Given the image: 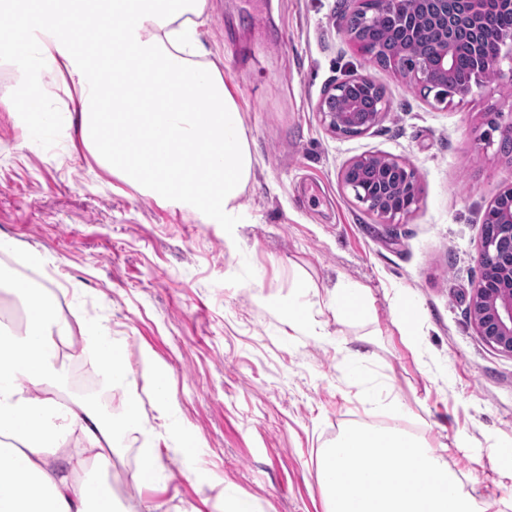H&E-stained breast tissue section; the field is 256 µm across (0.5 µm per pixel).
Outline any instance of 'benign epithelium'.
<instances>
[{"mask_svg": "<svg viewBox=\"0 0 512 512\" xmlns=\"http://www.w3.org/2000/svg\"><path fill=\"white\" fill-rule=\"evenodd\" d=\"M345 16V32L353 45L370 60L401 73L408 82L435 92L439 103L457 95L468 96L473 86H448V70L456 64L461 44L474 48V64L480 74L502 77L499 62L503 48L512 52V33L486 45L480 28L495 0H351ZM385 14L395 19L391 42L366 51V33L375 18ZM423 17L430 50L417 54L396 53L394 44H410L420 33L416 18ZM366 75H355L332 85L317 106L328 130L337 135L356 136L375 126L388 112V99L381 86L371 105L349 93L354 85L371 83ZM499 131V152L512 158V115L500 113L489 120ZM341 181L368 211L392 222L410 212L418 203L415 171L388 156L361 155L349 160L341 171ZM495 219L482 224L476 262L481 276L471 301L470 318L483 340L494 349L512 356V183L507 184L487 207Z\"/></svg>", "mask_w": 512, "mask_h": 512, "instance_id": "1", "label": "benign epithelium"}]
</instances>
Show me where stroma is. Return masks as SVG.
Listing matches in <instances>:
<instances>
[{
    "instance_id": "stroma-1",
    "label": "stroma",
    "mask_w": 512,
    "mask_h": 512,
    "mask_svg": "<svg viewBox=\"0 0 512 512\" xmlns=\"http://www.w3.org/2000/svg\"><path fill=\"white\" fill-rule=\"evenodd\" d=\"M204 40L240 106L255 153L241 198L248 221L224 228L159 202L99 163L85 146L64 82L33 86L60 127L30 137L0 106V237L14 258L44 256L47 284L71 325L106 327L133 371L129 393L154 415L153 370H169L173 424L155 454L163 483L135 489L143 450L119 448L109 473L123 512H224L239 493L255 512H325L318 461L353 423L387 424L367 397L399 400L404 426L444 454L475 496L512 506V477L488 453L512 445V356L488 346L470 320L480 277L483 215L508 183L488 112L512 113V81L437 103L369 62L344 30L349 0H209ZM367 74L389 110L368 132L327 131L325 90ZM390 155L414 168L419 202L386 223L346 190L343 166ZM306 278L308 312L329 343L289 336L292 285ZM344 280L365 288L372 316L330 309ZM414 304V334L396 312ZM366 353L359 380L349 369ZM196 437L193 459L174 449ZM469 445L457 447L459 436Z\"/></svg>"
}]
</instances>
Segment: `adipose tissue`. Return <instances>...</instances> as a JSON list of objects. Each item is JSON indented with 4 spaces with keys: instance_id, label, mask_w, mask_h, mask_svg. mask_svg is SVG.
Here are the masks:
<instances>
[{
    "instance_id": "ef3b65f1",
    "label": "adipose tissue",
    "mask_w": 512,
    "mask_h": 512,
    "mask_svg": "<svg viewBox=\"0 0 512 512\" xmlns=\"http://www.w3.org/2000/svg\"><path fill=\"white\" fill-rule=\"evenodd\" d=\"M95 44L79 55L66 34L86 14ZM6 15L20 37L25 81L69 80L81 135L97 160L148 195L208 224L243 221L241 198L254 158L238 102L202 40L208 0H12ZM25 325L0 330V512H118L106 477L120 441H143L136 487L156 485L158 425L173 416L166 370H156V421L126 398L119 416L91 399L60 404L67 378L59 345L71 335L48 288L16 284ZM106 388L127 389L130 373L110 333L83 330Z\"/></svg>"
}]
</instances>
